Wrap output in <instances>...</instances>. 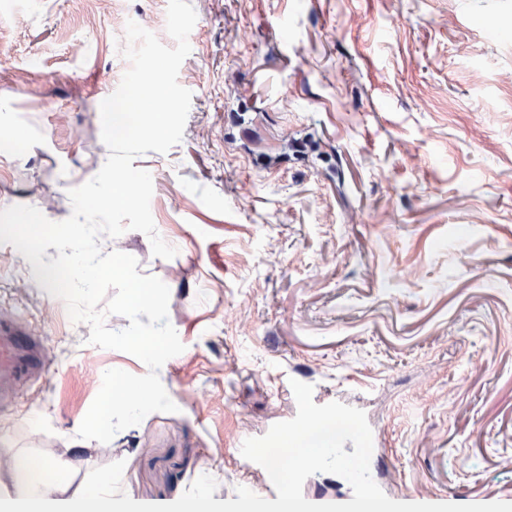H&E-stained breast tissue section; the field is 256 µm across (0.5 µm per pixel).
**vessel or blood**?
I'll list each match as a JSON object with an SVG mask.
<instances>
[{
    "mask_svg": "<svg viewBox=\"0 0 512 512\" xmlns=\"http://www.w3.org/2000/svg\"><path fill=\"white\" fill-rule=\"evenodd\" d=\"M42 349L29 331L11 321L0 323V398L8 399L16 379L42 366Z\"/></svg>",
    "mask_w": 512,
    "mask_h": 512,
    "instance_id": "vessel-or-blood-1",
    "label": "vessel or blood"
}]
</instances>
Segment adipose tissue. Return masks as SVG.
I'll list each match as a JSON object with an SVG mask.
<instances>
[{
	"label": "adipose tissue",
	"mask_w": 512,
	"mask_h": 512,
	"mask_svg": "<svg viewBox=\"0 0 512 512\" xmlns=\"http://www.w3.org/2000/svg\"><path fill=\"white\" fill-rule=\"evenodd\" d=\"M0 470L15 484L12 500L0 504V512H118L111 479L84 489L80 495L67 492L65 474L39 457L0 454Z\"/></svg>",
	"instance_id": "ef3b65f1"
}]
</instances>
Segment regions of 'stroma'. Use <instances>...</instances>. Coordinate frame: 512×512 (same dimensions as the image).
<instances>
[{"label":"stroma","mask_w":512,"mask_h":512,"mask_svg":"<svg viewBox=\"0 0 512 512\" xmlns=\"http://www.w3.org/2000/svg\"><path fill=\"white\" fill-rule=\"evenodd\" d=\"M183 138L153 180V256L184 351L159 370L177 405L110 443L77 438L105 371L33 266L0 243V312L43 336L48 369L0 408V452L47 458L82 489L124 461L122 490L170 503L201 475L215 500L269 483L241 442L292 419L291 380L355 399L370 472L390 491L512 492V7L498 0H191ZM168 0H0V210L72 213L108 158L100 104L128 61L117 20L166 46ZM496 15L500 37L480 20ZM215 448L225 456L212 457Z\"/></svg>","instance_id":"stroma-1"}]
</instances>
